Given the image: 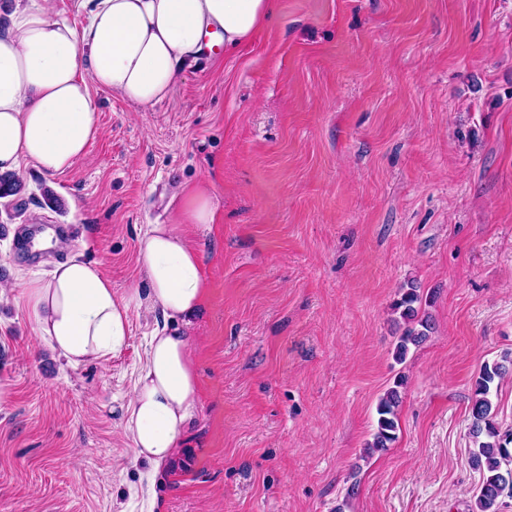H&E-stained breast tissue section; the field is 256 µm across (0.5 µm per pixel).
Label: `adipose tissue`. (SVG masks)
<instances>
[{
	"instance_id": "ef3b65f1",
	"label": "adipose tissue",
	"mask_w": 512,
	"mask_h": 512,
	"mask_svg": "<svg viewBox=\"0 0 512 512\" xmlns=\"http://www.w3.org/2000/svg\"><path fill=\"white\" fill-rule=\"evenodd\" d=\"M75 28L56 19L54 0H14L0 11V174L27 166L61 175L99 134L91 85L130 104L166 99L179 74L213 45L235 49L274 15L275 0H79ZM175 223L152 224L139 241L144 286L114 293L99 264L69 258L42 278L21 282L36 335L71 366L120 351L129 310L160 313L128 405L127 432L150 481L183 448L198 378L185 333L207 281L199 253L182 231L211 224L217 202L206 183L179 188Z\"/></svg>"
}]
</instances>
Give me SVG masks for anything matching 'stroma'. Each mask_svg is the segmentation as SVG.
<instances>
[{"label": "stroma", "mask_w": 512, "mask_h": 512, "mask_svg": "<svg viewBox=\"0 0 512 512\" xmlns=\"http://www.w3.org/2000/svg\"><path fill=\"white\" fill-rule=\"evenodd\" d=\"M100 132L0 198V282L56 262L141 284L148 225L206 182L208 278L188 446L162 482L127 404L159 315L67 367L0 298V512H468L473 381L512 356V0H275L272 21L138 107L91 86ZM432 321L404 362L392 304ZM399 387L397 439L367 453Z\"/></svg>", "instance_id": "stroma-1"}]
</instances>
